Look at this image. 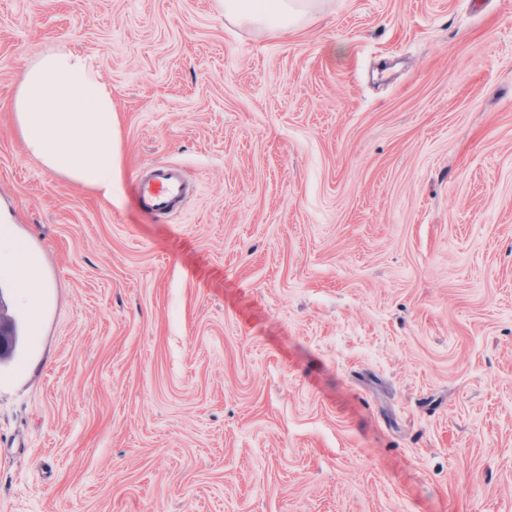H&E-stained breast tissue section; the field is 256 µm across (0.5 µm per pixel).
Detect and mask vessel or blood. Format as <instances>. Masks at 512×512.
Segmentation results:
<instances>
[{"mask_svg": "<svg viewBox=\"0 0 512 512\" xmlns=\"http://www.w3.org/2000/svg\"><path fill=\"white\" fill-rule=\"evenodd\" d=\"M135 193L144 211L162 216L182 205L189 195V185L178 167L154 165L140 170Z\"/></svg>", "mask_w": 512, "mask_h": 512, "instance_id": "vessel-or-blood-1", "label": "vessel or blood"}]
</instances>
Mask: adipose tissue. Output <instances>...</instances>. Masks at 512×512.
Returning <instances> with one entry per match:
<instances>
[{
	"instance_id": "1",
	"label": "adipose tissue",
	"mask_w": 512,
	"mask_h": 512,
	"mask_svg": "<svg viewBox=\"0 0 512 512\" xmlns=\"http://www.w3.org/2000/svg\"><path fill=\"white\" fill-rule=\"evenodd\" d=\"M234 23L287 31L307 13L309 0H222ZM29 156L75 185L117 203L123 172L115 132L118 117L112 87L95 66L92 54L59 48L40 52L26 66L10 104ZM11 265L23 299L36 297L39 281L30 259L15 241L0 238V263Z\"/></svg>"
}]
</instances>
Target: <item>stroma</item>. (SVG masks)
I'll use <instances>...</instances> for the list:
<instances>
[{"instance_id":"stroma-1","label":"stroma","mask_w":512,"mask_h":512,"mask_svg":"<svg viewBox=\"0 0 512 512\" xmlns=\"http://www.w3.org/2000/svg\"><path fill=\"white\" fill-rule=\"evenodd\" d=\"M96 55L118 203L30 158ZM194 186L144 213V165ZM0 512H512V0H0ZM218 3L229 21L262 25L275 34L288 31L292 21L306 14L310 7L306 0H218ZM11 265L17 276V288L27 302H32L36 288H41L39 281L30 271V259L24 249L15 241L6 237L0 238V263Z\"/></svg>"}]
</instances>
